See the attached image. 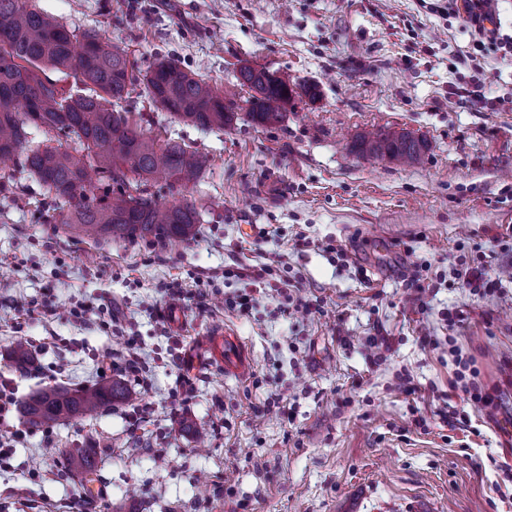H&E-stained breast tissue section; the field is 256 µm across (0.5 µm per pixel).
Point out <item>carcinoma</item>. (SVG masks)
I'll return each mask as SVG.
<instances>
[{"mask_svg": "<svg viewBox=\"0 0 512 512\" xmlns=\"http://www.w3.org/2000/svg\"><path fill=\"white\" fill-rule=\"evenodd\" d=\"M47 68L73 75L82 88L65 93L45 76ZM140 80L154 104L186 125L222 129L233 119L234 101L177 63L158 61L139 76L112 39L90 31L78 35L33 0H0V164L20 160L47 191L55 220L95 242L147 236L185 241L201 223L203 206L185 201L161 207L145 188L161 177L168 193L179 196L207 169L208 157L174 139L158 143L139 121L116 110ZM237 81L252 91L249 116L261 126L280 123L297 93L316 95L313 85L297 91L285 79L266 84L250 66L239 70ZM31 127L42 140L29 139ZM353 148L411 163L423 144L388 130L362 136ZM10 359L21 373L33 364L22 341ZM130 400L124 383L108 379L74 390L46 387L23 403L22 412L38 428Z\"/></svg>", "mask_w": 512, "mask_h": 512, "instance_id": "carcinoma-1", "label": "carcinoma"}]
</instances>
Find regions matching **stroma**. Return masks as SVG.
I'll return each instance as SVG.
<instances>
[{"mask_svg": "<svg viewBox=\"0 0 512 512\" xmlns=\"http://www.w3.org/2000/svg\"><path fill=\"white\" fill-rule=\"evenodd\" d=\"M37 2L76 32L109 36L141 70L171 58L242 101L236 75L250 65L319 95L295 98L275 125L242 108L201 130L136 86L124 107L151 137L212 160L184 192L205 211L182 243L74 238L44 217L38 181L9 166L0 375L22 398L75 388L111 376L109 356L134 343L151 375L136 395L152 412L134 433L119 403L37 430L13 413L0 429L25 436L0 466V512H512V431L500 426L512 418V283L479 293L456 276L512 268L498 243L512 226V57L477 52L470 31L422 0ZM471 55L479 69L460 66ZM475 79L483 100L456 95ZM379 128L422 141L420 159L353 152ZM271 263L266 293L240 309L249 277ZM424 263L420 293L410 276ZM75 302L113 313L79 324L59 313ZM174 303L187 324L162 332L156 314ZM224 326L250 349L246 377L212 351ZM19 339L38 373L11 367ZM452 343L497 408L449 395ZM85 448L97 453L96 496L70 463Z\"/></svg>", "mask_w": 512, "mask_h": 512, "instance_id": "35a3bbf8", "label": "stroma"}]
</instances>
